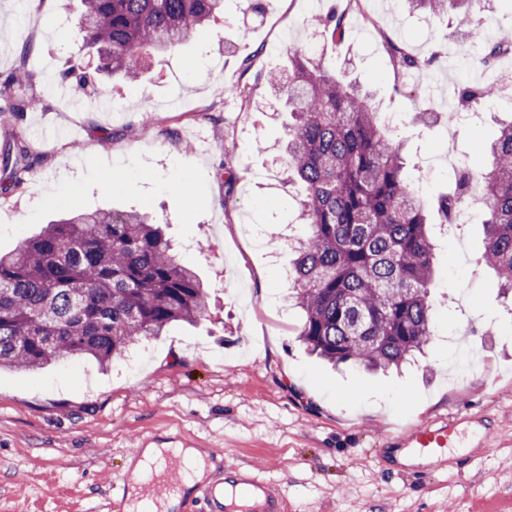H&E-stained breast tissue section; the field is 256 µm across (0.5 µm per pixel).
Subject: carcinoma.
I'll return each mask as SVG.
<instances>
[{"label":"carcinoma","instance_id":"obj_1","mask_svg":"<svg viewBox=\"0 0 512 512\" xmlns=\"http://www.w3.org/2000/svg\"><path fill=\"white\" fill-rule=\"evenodd\" d=\"M426 18L453 17L451 35L471 39L482 27L483 0H406ZM224 13V0H82L78 32L106 55V67L135 77L141 51L164 57ZM347 16L332 12L319 27L339 39ZM404 68L422 59L389 42ZM512 40L487 44L492 65ZM288 74L268 72L286 97L288 170L304 186L303 236L293 263L294 299L304 312L298 336L322 359L366 370L400 368L431 336L434 243L427 202L406 174L394 142L360 85L328 73L305 52H288ZM493 85H463L461 103L490 100ZM481 171L456 175L444 220L469 202L487 213L481 261L512 293V121L489 147ZM0 168H28L27 154L0 149ZM208 310V292L183 265L157 224L137 213L72 210L41 232L0 251V368L37 371L55 362L119 358L131 341L162 335Z\"/></svg>","mask_w":512,"mask_h":512}]
</instances>
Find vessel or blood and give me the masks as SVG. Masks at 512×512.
<instances>
[{
  "instance_id": "obj_1",
  "label": "vessel or blood",
  "mask_w": 512,
  "mask_h": 512,
  "mask_svg": "<svg viewBox=\"0 0 512 512\" xmlns=\"http://www.w3.org/2000/svg\"><path fill=\"white\" fill-rule=\"evenodd\" d=\"M458 413L410 425L396 439L399 446L418 448L429 453L448 449L457 434ZM179 459L168 456L162 462L163 471L152 476L144 485L148 500H156L159 488H172V480L180 471ZM136 477L127 472L114 478L110 486L109 505L112 512H127V487ZM204 512H283L284 504L274 483L263 476L260 467L230 466L221 477L201 487L195 498Z\"/></svg>"
}]
</instances>
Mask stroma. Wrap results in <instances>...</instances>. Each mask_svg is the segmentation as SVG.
Returning a JSON list of instances; mask_svg holds the SVG:
<instances>
[{
	"label": "stroma",
	"instance_id": "35a3bbf8",
	"mask_svg": "<svg viewBox=\"0 0 512 512\" xmlns=\"http://www.w3.org/2000/svg\"><path fill=\"white\" fill-rule=\"evenodd\" d=\"M262 2L256 15L249 0H224L221 18L170 56L150 57L135 82L99 74L82 88L58 78L99 63L76 35L80 0H0V147L22 148L29 161L21 192L0 170V250L74 206L137 212L165 225L211 293L204 318L130 346L111 368L80 358L0 370V512H108L107 486L140 448H219V470L262 464L287 512H512V300L480 260L484 213L466 229L472 270L454 264L455 237L435 238L424 357L388 374L328 367L297 336L292 252L267 248L301 233L303 189L287 173L292 118L265 78L287 65L288 48H309L326 70L371 90L421 171L434 225L455 169L428 159L452 155L481 169L488 157L473 144L491 143L512 120V95L501 94L450 121L458 87L512 85V57L452 62L447 22L420 21L404 0H379L374 23L356 22L335 41L310 23L347 0ZM392 39L435 56L420 73L424 89H412L392 58ZM21 67L27 83L9 87ZM234 82L238 92L227 93ZM104 94L115 113L97 108ZM15 97L34 108L6 112ZM229 171L238 180L228 204ZM465 327L477 350L466 349ZM452 408L463 421L445 462L412 476L377 456L396 427Z\"/></svg>",
	"mask_w": 512,
	"mask_h": 512
}]
</instances>
